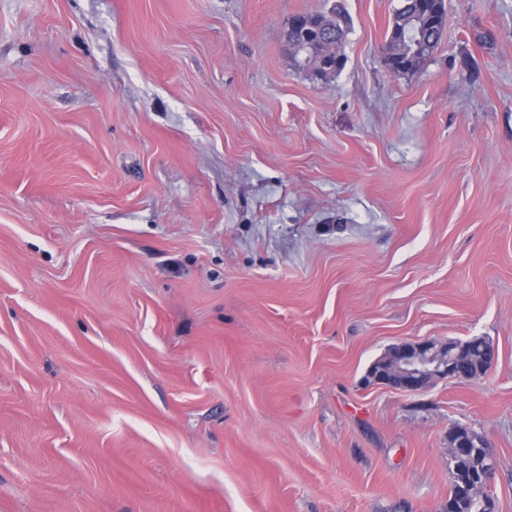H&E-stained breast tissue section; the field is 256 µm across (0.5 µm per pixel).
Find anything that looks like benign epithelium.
<instances>
[{"mask_svg":"<svg viewBox=\"0 0 512 512\" xmlns=\"http://www.w3.org/2000/svg\"><path fill=\"white\" fill-rule=\"evenodd\" d=\"M459 351L454 341L425 340L401 342L368 370L369 383L389 386L408 394H416L441 379L477 381L484 378L497 360L495 346L485 340L480 356L470 371L463 373L458 367ZM488 446L484 437H478L466 426L453 427L448 431L449 457H459L469 449Z\"/></svg>","mask_w":512,"mask_h":512,"instance_id":"1","label":"benign epithelium"}]
</instances>
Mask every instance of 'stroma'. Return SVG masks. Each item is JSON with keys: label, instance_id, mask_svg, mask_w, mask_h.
Here are the masks:
<instances>
[{"label": "stroma", "instance_id": "35a3bbf8", "mask_svg": "<svg viewBox=\"0 0 512 512\" xmlns=\"http://www.w3.org/2000/svg\"><path fill=\"white\" fill-rule=\"evenodd\" d=\"M445 3L402 74L399 0H0V512H442L458 423L512 512V0ZM412 0H401L400 6L395 10L392 20L390 36L387 40L394 46L395 54L390 61L397 66H403L401 71L414 72L420 69L433 55L438 47L443 31L434 20L439 18V13L445 15L444 3L439 6V11H433L427 18L417 17L413 13L415 6ZM388 43L385 46L386 56L390 51ZM309 18L315 26H317L322 32L325 34H330L335 36L336 49L342 47L344 38L347 34V28L344 25V20L342 16L333 9L328 13H318L314 16H310L308 14L296 15L292 17L294 18ZM469 372L458 367L459 351L456 341L425 340L401 342L368 370L369 384L389 386L408 394H416L441 379L477 381L484 378L497 360L495 346L486 339ZM479 446L486 447L482 450L484 455L486 453L493 454L484 437L475 436L469 431L468 427L461 425L452 427L448 431V447L452 449L448 457L452 458L463 456L468 453L469 448H476Z\"/></svg>", "mask_w": 512, "mask_h": 512}]
</instances>
